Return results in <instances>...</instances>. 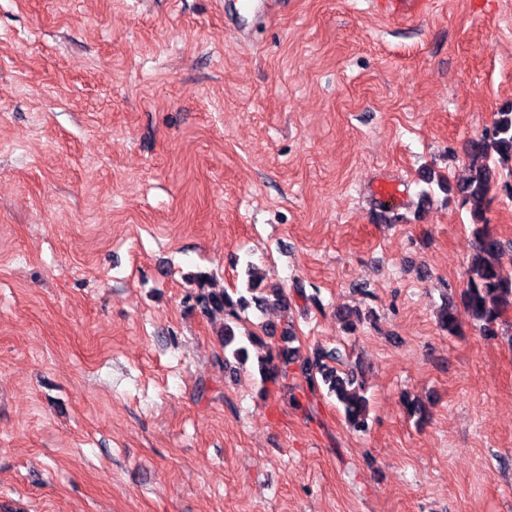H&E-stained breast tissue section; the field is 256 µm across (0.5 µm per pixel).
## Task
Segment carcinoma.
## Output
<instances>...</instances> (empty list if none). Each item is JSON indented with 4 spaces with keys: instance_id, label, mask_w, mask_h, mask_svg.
Masks as SVG:
<instances>
[{
    "instance_id": "cac0c4a2",
    "label": "carcinoma",
    "mask_w": 512,
    "mask_h": 512,
    "mask_svg": "<svg viewBox=\"0 0 512 512\" xmlns=\"http://www.w3.org/2000/svg\"><path fill=\"white\" fill-rule=\"evenodd\" d=\"M468 175L459 184L452 186L439 183L445 191H456L463 205L467 206L473 223L475 247L467 269L466 285L460 291V303L448 302L439 310L440 328L450 335L460 332L457 306H462L471 317L480 333L485 336L496 335V327L503 312L512 306V278L505 277L499 269V256L502 242L488 228L486 217L489 194L495 184V171L491 162L512 163V104L497 113L493 127L484 136L470 142L467 148ZM199 293L196 303L204 313L224 312V329L221 332L224 346V366H232L231 360L244 361L248 358L247 347L237 338L235 327L239 320V311L253 304L263 309L274 304L286 311L292 309L294 297L304 296L303 288L293 285V293L278 286L266 288L251 299L231 295L225 290L208 287V279L198 281ZM336 317L344 330L353 333L357 330L362 317L357 310H340ZM283 344L260 359L258 370L261 380L274 382L288 372V367L299 364V370L310 386H316L322 379L328 386V393L336 397L342 406L344 417L351 428L364 432L368 428L369 403L365 397V386L359 376L357 366H349L338 371L333 362L338 355L321 348L314 349L310 355L303 356L300 349L292 346L295 332L292 325L284 327Z\"/></svg>"
}]
</instances>
